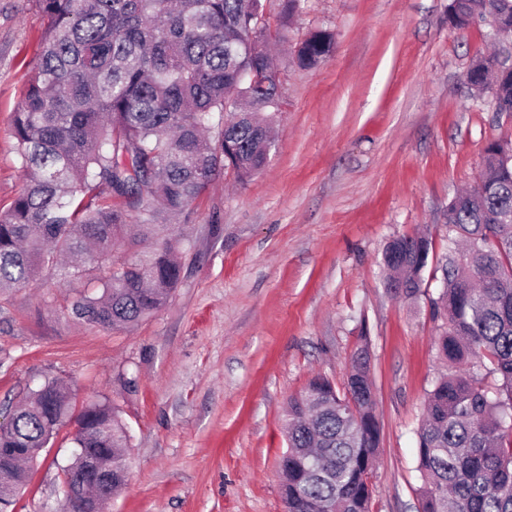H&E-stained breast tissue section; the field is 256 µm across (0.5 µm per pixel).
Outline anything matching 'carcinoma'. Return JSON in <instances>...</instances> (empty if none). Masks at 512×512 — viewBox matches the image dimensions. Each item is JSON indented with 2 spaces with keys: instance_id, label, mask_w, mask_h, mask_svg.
Masks as SVG:
<instances>
[{
  "instance_id": "1",
  "label": "carcinoma",
  "mask_w": 512,
  "mask_h": 512,
  "mask_svg": "<svg viewBox=\"0 0 512 512\" xmlns=\"http://www.w3.org/2000/svg\"><path fill=\"white\" fill-rule=\"evenodd\" d=\"M47 20L12 134L27 188L0 213V293L45 267L64 281L109 254L119 240L147 244L133 261L112 263L98 295L82 294L72 314L93 326L127 328L169 301L181 279L187 239L166 220L189 215L216 172L241 181L265 165L280 104L276 60L266 43L283 37L296 8L284 0L276 31L261 23L262 0H32ZM491 17L512 31V0H451L448 21L466 29ZM334 37L312 32L297 47L302 68L319 65ZM495 57L467 73L491 87L496 111L512 112V74ZM224 124L211 136L215 115ZM486 148L479 184L448 204L446 287L431 300L441 322L436 347L454 372L424 399L417 430L422 512H512V163ZM432 244L391 240L386 282L414 300ZM490 363L495 397L474 369ZM367 346L356 353L343 389L316 376L285 411L287 450L278 464L284 512H371V477L380 430ZM67 422L89 452L112 448V494L127 484L125 424L115 407L75 397L57 379L30 392L10 413L4 449L45 448ZM12 469L13 496L31 463Z\"/></svg>"
}]
</instances>
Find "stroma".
<instances>
[{
	"mask_svg": "<svg viewBox=\"0 0 512 512\" xmlns=\"http://www.w3.org/2000/svg\"><path fill=\"white\" fill-rule=\"evenodd\" d=\"M450 0H297L281 62L275 145L238 182L218 172L187 225L192 238L169 304L132 328L88 325L71 284L42 272L0 294V421L46 380L77 401L107 398L130 434V477L108 512H283L277 465L284 410L315 375L342 384L368 345L380 427L372 512H421L416 431L447 373L434 347L425 280L416 300L385 286L382 253L423 231L448 253L449 202L473 186L512 112L474 95L468 70L496 47L488 26L448 22ZM45 27L31 0H0V211L27 179L11 119ZM334 34L303 69L292 51ZM71 426L44 448L15 512H57ZM333 48V35L327 31L317 30L298 45L293 59L299 67L312 68L327 58Z\"/></svg>",
	"mask_w": 512,
	"mask_h": 512,
	"instance_id": "stroma-1",
	"label": "stroma"
}]
</instances>
